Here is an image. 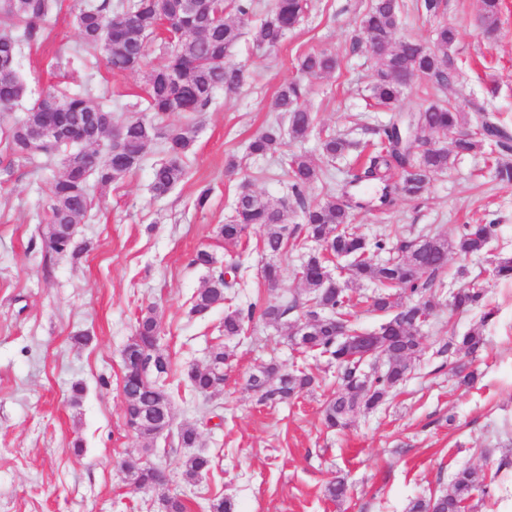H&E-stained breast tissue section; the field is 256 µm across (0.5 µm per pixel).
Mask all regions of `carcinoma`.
<instances>
[{"label": "carcinoma", "instance_id": "1", "mask_svg": "<svg viewBox=\"0 0 512 512\" xmlns=\"http://www.w3.org/2000/svg\"><path fill=\"white\" fill-rule=\"evenodd\" d=\"M58 6V0H0V63L8 64V72L0 76V112H6L27 94V86L18 73L23 50L42 36L43 23ZM184 0H88L76 16L80 49L95 60L104 62L114 73L134 72L146 65L149 51L157 47L165 57L163 64L146 75V113H133L123 123L126 144L112 148V111L96 102L86 92L62 93L45 91L37 97L26 113L12 120L8 128L11 155L29 164L42 156L66 149L74 168L69 173L53 176L49 182L45 229L42 231L45 251L59 256L74 255L81 250L76 244L75 226L83 220L92 205L90 177L107 186L134 171L148 145L145 128L157 126L167 132L160 138L167 158L152 172L151 189L157 196L172 191L187 177L185 159L195 142L194 124L179 126L168 123L173 102H180V113L188 117L206 111L215 90L239 88L244 81L243 70L231 59L230 50L240 30L254 11V0H199V9L188 14ZM308 9V0H274L270 14L253 28L252 37L260 48L277 47L294 29ZM401 5L399 0H371L360 20L362 32L376 41L379 55L371 86L375 104L387 110L401 106L406 85L400 76L417 77L437 89H447L458 79L459 69L452 49L459 37L456 28L441 23L435 28L432 43L441 52L426 51L425 42L416 37L396 38ZM501 0H481L480 23L486 36L498 30ZM167 19L170 31H182L171 41L159 33L161 19ZM300 70L310 76L330 74L337 66L336 57L326 52H311L300 58ZM305 89L298 82H289L277 92L273 108L283 114L291 141H300L310 134L314 118L304 106ZM46 100L58 103L67 124L76 127V138L47 141L29 145L22 128L43 118L41 105ZM476 130L455 139L451 147H437L433 138L450 129L468 124L467 113L450 100H434L411 113L406 119L383 129V137L366 162L358 168L340 192L329 194L318 202H309L306 191L318 182L323 171L310 159L290 153L285 162L289 190L304 212L303 237L286 224L284 202L272 203L250 193L237 197L233 219L219 227V234L228 245H237L255 224L264 228L261 240L263 253L274 258L288 251V246H305L312 241L326 243L321 252L309 253L300 269L304 295L284 296L278 303H250L243 307L232 303L226 289L233 287L227 275L238 270L230 265L217 269L212 253L200 249L191 256L190 265L208 272L205 287L193 297L191 312L204 316L217 307H224V335L239 336L245 326L256 319L278 325L296 309L307 319L308 334L298 336L297 327L288 336L300 337V348L318 353L328 364L340 369L341 388L336 397L323 405L322 415L329 428L347 424L360 408L376 407L390 390L411 373V361L422 351L419 313L432 309L427 294L435 288L438 277L448 264V253L480 254L487 250L493 224H464L454 241L422 234L401 242L400 255L382 263L372 262V255L387 249V242H368L351 231L354 209L363 207L356 195L349 192L363 182H387L394 171L403 172L401 181L382 192L384 206L393 203V194L418 197L430 179L448 170L459 155L480 152L492 143L497 148L495 178L512 185V133L484 107L477 108ZM283 145L280 123L270 125L250 142L254 156H265ZM352 146L348 140L328 135L322 151L338 158ZM347 261L346 270L353 281H371L384 291L372 298V306L390 313L378 330L361 331L350 323L351 297L345 285L331 275L333 261ZM483 289L476 283L464 286L454 294L452 304L468 310L480 304ZM135 332L140 338L131 354V365L124 366L123 392L126 403L155 414L154 421L135 429L141 438H152L160 424L169 419L171 406L167 381L172 373L170 356L157 343L159 324L154 308L141 310ZM483 345L479 330L462 336L457 343H445L437 354L475 353ZM229 353L224 344H215L209 363L193 367L188 379L193 390L202 395L217 391L224 383V363ZM314 379L304 369L283 370L274 364L250 375L248 387L258 394L259 401L280 403L313 385ZM126 471L140 480L143 487L154 490L165 485L163 474L149 464L122 463ZM189 479L201 476L210 467L202 455L187 457L182 462ZM476 489L473 472L459 471L447 493L421 498L412 503L409 512H460L469 506Z\"/></svg>", "mask_w": 512, "mask_h": 512}]
</instances>
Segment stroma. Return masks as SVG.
<instances>
[{
    "instance_id": "35a3bbf8",
    "label": "stroma",
    "mask_w": 512,
    "mask_h": 512,
    "mask_svg": "<svg viewBox=\"0 0 512 512\" xmlns=\"http://www.w3.org/2000/svg\"><path fill=\"white\" fill-rule=\"evenodd\" d=\"M419 2L403 0L398 36L427 41L438 21L456 25L462 79L444 91L410 81L403 111L439 98L478 101L512 130V0H502L491 38L480 27V0H444L437 19L419 10ZM368 3L311 0L305 17L273 49L257 48L251 32H244L232 58L245 82L234 92L217 90L208 111L197 115L186 180L154 197L152 169L165 152L162 143L149 144L133 173L104 189L91 185L92 206L76 226L78 254L50 256L42 245L47 182L62 172L61 155L37 167L17 162L11 180L0 183V512H158L155 492L128 489L125 461L163 470L169 493L188 512H213L212 502L221 498L232 502V512H408L416 498L447 493L464 468L478 484L471 512H512V280L493 274L498 257L512 256V186L495 179L491 156L458 158L422 196H395L385 209L375 204L379 184L360 189L369 206L356 210L352 227L370 240L395 246L400 238L429 233L452 241L462 225L480 220L495 228L484 254L449 253L447 274L431 298L432 315L420 330L423 350L407 381L391 389L383 405L357 411L347 427L330 430L322 422V404L338 388L336 367L293 351L287 326L257 320L228 339L223 309L202 318L190 313L191 298L206 279L204 270L189 264L200 248L217 261L241 262L238 302L277 303L283 294H302L296 272L304 250L279 257L281 283L271 290L261 276L262 227L251 226L240 246L225 244L218 229L230 220L242 187L272 202L289 196L284 152L256 159L246 151L275 121L272 102L283 83L304 81L305 105L315 118L308 138L285 150L307 155L325 171L307 192L311 201L339 191L354 167L352 157L323 155L324 135L373 141L395 120V113L369 105L376 59L361 45L359 29ZM82 6L83 0H61L41 40L24 51L28 94L0 117V159L8 156L11 117L23 115L45 89L106 97L117 123L143 97L144 73L115 74L75 54ZM323 50L336 56L335 72L303 77L300 57ZM204 188L211 196L201 210L195 200ZM335 276L348 285L356 325L377 330L385 317L371 308L374 284L349 281L340 269ZM472 280L485 288L480 307L454 310L453 292ZM147 306L155 309L160 347L174 370L171 425L148 441L127 426L121 391L122 350ZM488 310L493 317L486 321ZM475 327L484 344L469 359L477 378L464 386L436 351ZM218 342L229 353L224 386L203 397L192 390L187 372L207 365ZM270 363L304 366L316 383L292 401L259 402L247 380ZM77 383L85 391L76 400ZM204 407L223 414V425H202ZM188 423L199 431L192 451L211 460L210 470L194 480L181 467L192 451L177 445ZM339 476L350 489L335 501L326 487Z\"/></svg>"
}]
</instances>
